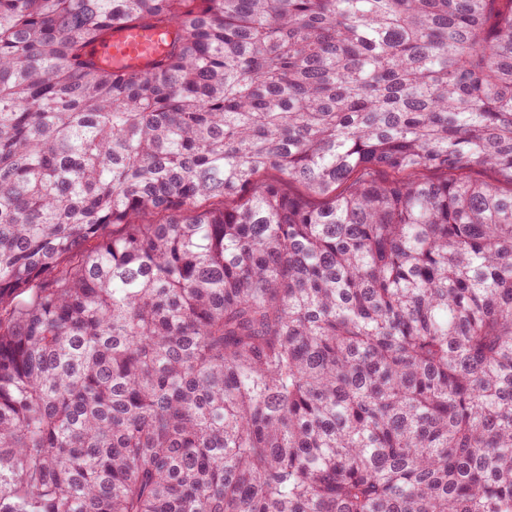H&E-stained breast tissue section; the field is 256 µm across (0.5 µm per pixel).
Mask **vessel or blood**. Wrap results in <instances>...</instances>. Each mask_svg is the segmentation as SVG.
Listing matches in <instances>:
<instances>
[{
  "mask_svg": "<svg viewBox=\"0 0 512 512\" xmlns=\"http://www.w3.org/2000/svg\"><path fill=\"white\" fill-rule=\"evenodd\" d=\"M168 40L161 29L138 23L123 24L112 30L105 41L95 45L93 56L106 70L143 69L164 55Z\"/></svg>",
  "mask_w": 512,
  "mask_h": 512,
  "instance_id": "b4317fda",
  "label": "vessel or blood"
}]
</instances>
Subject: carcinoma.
Wrapping results in <instances>:
<instances>
[{"instance_id": "cac0c4a2", "label": "carcinoma", "mask_w": 512, "mask_h": 512, "mask_svg": "<svg viewBox=\"0 0 512 512\" xmlns=\"http://www.w3.org/2000/svg\"><path fill=\"white\" fill-rule=\"evenodd\" d=\"M0 512H512V0H0ZM165 31L138 23L122 24L95 45L93 56L102 69H144L166 52Z\"/></svg>"}]
</instances>
